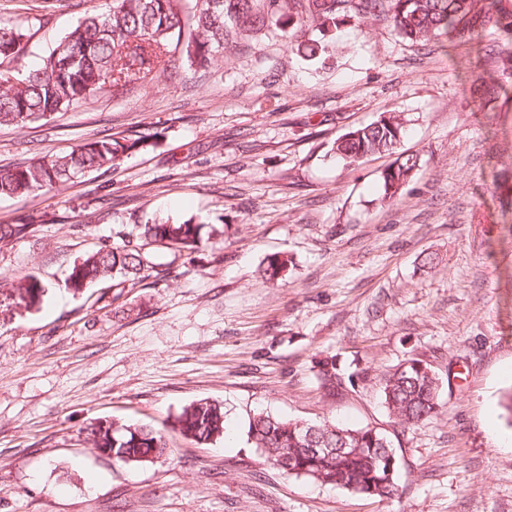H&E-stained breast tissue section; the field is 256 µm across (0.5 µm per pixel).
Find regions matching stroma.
Segmentation results:
<instances>
[{
    "label": "stroma",
    "mask_w": 512,
    "mask_h": 512,
    "mask_svg": "<svg viewBox=\"0 0 512 512\" xmlns=\"http://www.w3.org/2000/svg\"><path fill=\"white\" fill-rule=\"evenodd\" d=\"M110 0H0L34 67ZM326 62L267 28L198 67L175 50L152 84L0 126V170L81 140L152 134L117 169L0 198V512H512V83L479 111L466 46H418L383 16L342 20ZM395 113L410 181L379 203L392 155L348 165L336 138ZM201 225L195 249L143 251L157 275L69 288L71 268L138 225ZM292 263L266 282L268 258ZM40 289L27 293L31 281ZM348 381L328 398L316 363ZM406 359L439 375L435 416L394 427L379 376ZM224 406L225 437L131 467L100 454L95 420L164 428L189 403ZM257 412L378 427L399 459L380 500L282 474L254 447Z\"/></svg>",
    "instance_id": "obj_1"
}]
</instances>
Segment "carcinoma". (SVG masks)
<instances>
[{
    "label": "carcinoma",
    "instance_id": "cac0c4a2",
    "mask_svg": "<svg viewBox=\"0 0 512 512\" xmlns=\"http://www.w3.org/2000/svg\"><path fill=\"white\" fill-rule=\"evenodd\" d=\"M111 0L106 10H92L25 73L0 71V125L30 122L60 112L87 98L106 83L115 90L151 83L171 62L173 41L191 25L195 36L184 48L187 61L205 64L228 44L236 31L255 24L280 31L285 45L315 59L326 46L302 39L310 20L334 28L348 14H382L392 28L414 44L456 35L476 42L484 68L478 97L484 112L500 108L498 88L512 79V5L509 0ZM28 34L21 25L0 21V58L15 59L25 51ZM404 136L395 115L351 131L333 143L337 158L352 165L363 157L395 152ZM151 135L92 137L70 152L34 157L0 172V197H27L48 191L58 182L75 181L102 168H114ZM418 165L414 154L399 153L383 172L382 201L393 200ZM143 236L155 243L192 249L201 241L200 225L146 224ZM288 256L268 258L265 279L276 281ZM153 266L131 238L120 247H102L75 266L69 275L81 288L109 272L142 281ZM317 377L325 394L334 397L343 385L336 357L318 363ZM439 378L435 371L409 359L380 378L382 404L392 422L409 428L426 424L436 413ZM171 429L198 443L224 436V407L200 399L182 409ZM100 451L124 465L151 462L168 453V437L147 427L118 424L92 427ZM248 438L285 474L305 477L349 492L388 499L398 492L394 480L398 459L392 440L380 429L348 428L338 423L309 424L259 413L249 420Z\"/></svg>",
    "mask_w": 512,
    "mask_h": 512
}]
</instances>
